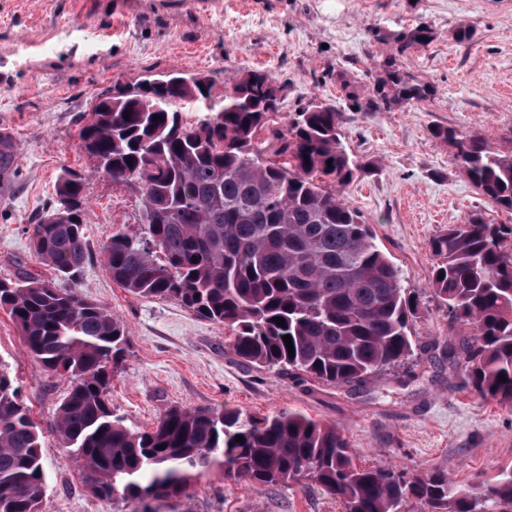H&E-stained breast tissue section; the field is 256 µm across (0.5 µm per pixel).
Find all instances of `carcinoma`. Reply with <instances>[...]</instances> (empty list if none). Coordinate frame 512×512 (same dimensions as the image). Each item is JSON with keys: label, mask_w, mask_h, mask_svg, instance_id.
Returning <instances> with one entry per match:
<instances>
[{"label": "carcinoma", "mask_w": 512, "mask_h": 512, "mask_svg": "<svg viewBox=\"0 0 512 512\" xmlns=\"http://www.w3.org/2000/svg\"><path fill=\"white\" fill-rule=\"evenodd\" d=\"M389 39L401 54L433 35L423 26ZM281 91L268 72L247 70L229 78L216 100L212 82L173 72L117 103L96 99L79 147L94 172L142 201V223L113 233L101 254L129 292L224 324L242 360L334 386L362 385L414 352L409 323L417 306L399 267L343 196L360 169L342 142L344 113L312 101L278 128L271 116L280 112ZM378 93L388 105L420 102L431 86L388 60ZM185 104L198 111L193 124L181 112ZM431 134L448 143L479 194L512 214V151L476 131L436 126ZM88 186L83 173L65 170L56 196L70 206L53 204L24 227L35 258L67 280L90 257ZM507 236L511 226L479 213L448 227L431 241L439 262L429 281L448 308V327L473 331V344L461 346L469 385L512 407ZM0 309L35 361L69 382L57 434L94 477L95 497L137 500L142 512H154L150 502L179 497L192 478L222 466L225 479L257 486L311 481L344 512H404L409 502L430 512H512V469L462 484L440 469L362 467L336 426L290 410L257 417L171 407L152 430H138L112 411L126 327L108 308L26 275L0 279ZM45 485L38 426L0 361V512H40Z\"/></svg>", "instance_id": "carcinoma-1"}]
</instances>
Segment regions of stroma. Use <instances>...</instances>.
Returning a JSON list of instances; mask_svg holds the SVG:
<instances>
[{"label": "stroma", "instance_id": "1", "mask_svg": "<svg viewBox=\"0 0 512 512\" xmlns=\"http://www.w3.org/2000/svg\"><path fill=\"white\" fill-rule=\"evenodd\" d=\"M425 26L430 43L392 55L381 34ZM471 39L459 43L458 27ZM432 87L426 101L368 112L336 82L344 71L360 101L375 99L385 58ZM266 70L283 89L285 124L318 101L344 112L342 140L363 165L344 196L402 273L418 310L413 356L358 387L333 386L246 363L226 344L223 324L178 302L145 298L113 282L101 250L112 234L140 223L137 194L94 173L78 130L96 97L115 80L166 71L203 73L214 98L224 81ZM481 132L512 150V0H0V278H56L37 261L23 231L55 198L66 168L89 177L91 258L70 282L126 326L125 358L111 401L127 425L153 428L169 407L242 410L257 416L292 409L339 427L360 466L439 468L465 483L512 467V408L474 394L464 357L470 326L448 323L428 278L430 242L473 213L512 225L458 170L431 129ZM0 362L8 365L39 427L46 490L41 512H140L139 502L89 494L85 472L58 440L55 412L68 389L30 355L0 310ZM158 512H341L318 486L228 481L220 468L193 479Z\"/></svg>", "mask_w": 512, "mask_h": 512}]
</instances>
